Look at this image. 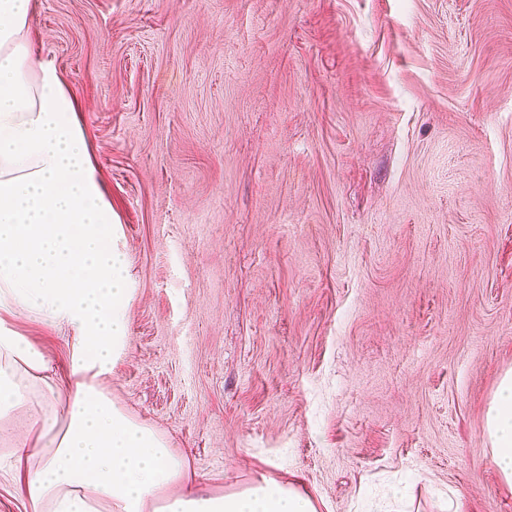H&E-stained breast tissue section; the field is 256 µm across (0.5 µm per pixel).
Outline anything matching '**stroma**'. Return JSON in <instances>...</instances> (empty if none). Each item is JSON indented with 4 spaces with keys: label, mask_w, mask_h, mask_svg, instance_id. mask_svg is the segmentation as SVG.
<instances>
[{
    "label": "stroma",
    "mask_w": 512,
    "mask_h": 512,
    "mask_svg": "<svg viewBox=\"0 0 512 512\" xmlns=\"http://www.w3.org/2000/svg\"><path fill=\"white\" fill-rule=\"evenodd\" d=\"M133 298L107 386L205 485L512 512V0H40ZM11 326L64 375L67 326ZM485 435L502 481L512 488V371L503 375L488 402Z\"/></svg>",
    "instance_id": "obj_1"
}]
</instances>
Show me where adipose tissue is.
Here are the masks:
<instances>
[{"mask_svg": "<svg viewBox=\"0 0 512 512\" xmlns=\"http://www.w3.org/2000/svg\"><path fill=\"white\" fill-rule=\"evenodd\" d=\"M37 6L0 0V419L41 406L30 444L0 450L24 512H318L297 480L199 489L193 463L101 387L126 353L129 276L77 99L27 41ZM15 313L69 326L64 384L7 326ZM485 435L512 487V371L487 405Z\"/></svg>", "mask_w": 512, "mask_h": 512, "instance_id": "ef3b65f1", "label": "adipose tissue"}]
</instances>
